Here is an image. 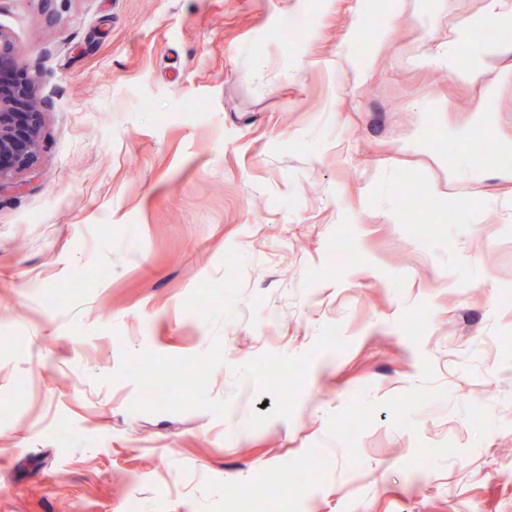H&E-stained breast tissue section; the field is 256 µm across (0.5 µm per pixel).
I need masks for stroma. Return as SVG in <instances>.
I'll list each match as a JSON object with an SVG mask.
<instances>
[{
    "label": "stroma",
    "instance_id": "35a3bbf8",
    "mask_svg": "<svg viewBox=\"0 0 512 512\" xmlns=\"http://www.w3.org/2000/svg\"><path fill=\"white\" fill-rule=\"evenodd\" d=\"M392 4L0 0L43 112L0 195V512H275L311 462L296 512H512V84L471 123L418 59L484 0Z\"/></svg>",
    "mask_w": 512,
    "mask_h": 512
}]
</instances>
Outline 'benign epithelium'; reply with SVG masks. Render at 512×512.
Returning <instances> with one entry per match:
<instances>
[{
  "mask_svg": "<svg viewBox=\"0 0 512 512\" xmlns=\"http://www.w3.org/2000/svg\"><path fill=\"white\" fill-rule=\"evenodd\" d=\"M34 84L12 40L0 30V189L31 162L40 143L42 112Z\"/></svg>",
  "mask_w": 512,
  "mask_h": 512,
  "instance_id": "benign-epithelium-1",
  "label": "benign epithelium"
}]
</instances>
